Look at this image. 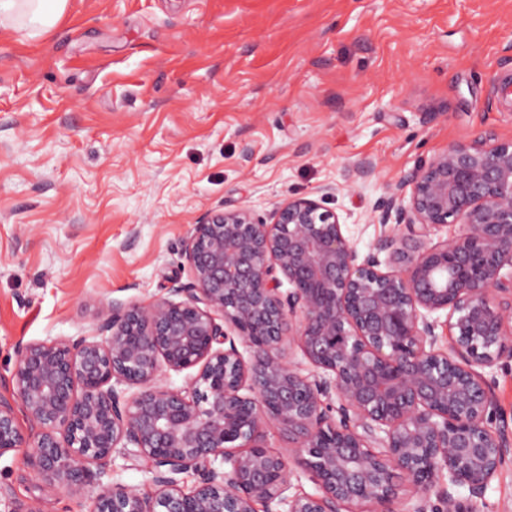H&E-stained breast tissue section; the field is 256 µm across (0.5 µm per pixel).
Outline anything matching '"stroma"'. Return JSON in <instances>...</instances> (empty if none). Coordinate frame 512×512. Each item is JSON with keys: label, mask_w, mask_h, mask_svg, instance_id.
Instances as JSON below:
<instances>
[{"label": "stroma", "mask_w": 512, "mask_h": 512, "mask_svg": "<svg viewBox=\"0 0 512 512\" xmlns=\"http://www.w3.org/2000/svg\"><path fill=\"white\" fill-rule=\"evenodd\" d=\"M511 79L512 0H67L49 31L1 23L0 394L18 343L191 282L180 241L206 211L328 186L367 254L400 178L475 131L512 137ZM361 159L374 174L348 183ZM265 444L290 494H319L286 433ZM0 496L90 507L13 452Z\"/></svg>", "instance_id": "35a3bbf8"}]
</instances>
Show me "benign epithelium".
Here are the masks:
<instances>
[{
    "mask_svg": "<svg viewBox=\"0 0 512 512\" xmlns=\"http://www.w3.org/2000/svg\"><path fill=\"white\" fill-rule=\"evenodd\" d=\"M374 169L361 160L348 177ZM371 221L388 231L361 256L314 198L266 218L205 213L182 243L192 283L147 305L109 302L87 336L17 344L0 456L22 452L47 492L88 494L91 512H398L444 472L469 492L444 493L447 512H477L512 455L491 378L512 360V139L448 145ZM165 369L196 373L170 388ZM272 428L320 495H286L289 463L264 446ZM116 453L143 462L154 495L111 481Z\"/></svg>",
    "mask_w": 512,
    "mask_h": 512,
    "instance_id": "benign-epithelium-1",
    "label": "benign epithelium"
}]
</instances>
